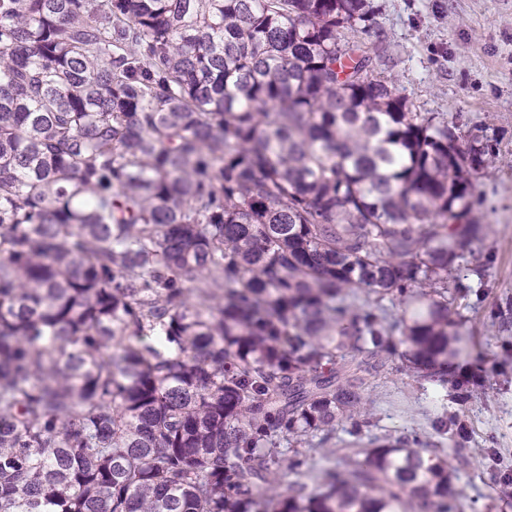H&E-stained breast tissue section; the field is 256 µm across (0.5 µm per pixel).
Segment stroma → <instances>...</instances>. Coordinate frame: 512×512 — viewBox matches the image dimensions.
I'll return each mask as SVG.
<instances>
[{
    "label": "stroma",
    "mask_w": 512,
    "mask_h": 512,
    "mask_svg": "<svg viewBox=\"0 0 512 512\" xmlns=\"http://www.w3.org/2000/svg\"><path fill=\"white\" fill-rule=\"evenodd\" d=\"M380 11L385 72L418 111L442 112L467 126L489 127L494 161L477 176L474 213L492 232L458 305L467 318L470 361L497 365L464 409L471 437L452 454V484L461 512H512L488 472L487 449L512 470V0H374ZM374 435L417 433L447 448L433 423L439 407L405 374L368 390Z\"/></svg>",
    "instance_id": "1"
}]
</instances>
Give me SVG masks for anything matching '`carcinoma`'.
I'll list each match as a JSON object with an SVG mask.
<instances>
[{
	"mask_svg": "<svg viewBox=\"0 0 512 512\" xmlns=\"http://www.w3.org/2000/svg\"><path fill=\"white\" fill-rule=\"evenodd\" d=\"M379 10L0 0V512L455 509L415 433L327 447L371 378L469 399L491 233L488 129L377 70Z\"/></svg>",
	"mask_w": 512,
	"mask_h": 512,
	"instance_id": "obj_1",
	"label": "carcinoma"
}]
</instances>
